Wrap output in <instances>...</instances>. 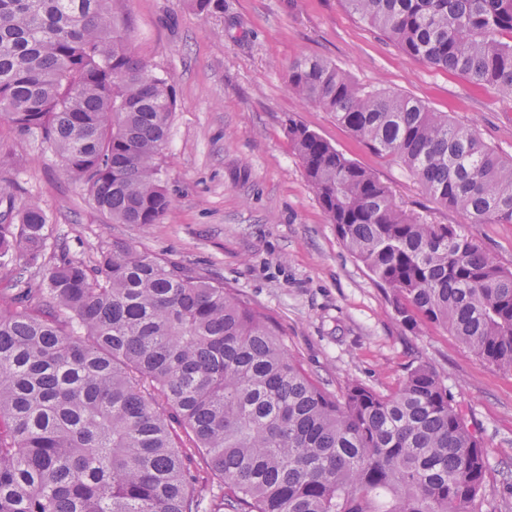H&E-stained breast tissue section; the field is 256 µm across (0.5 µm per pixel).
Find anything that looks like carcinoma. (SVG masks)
I'll return each instance as SVG.
<instances>
[{
	"mask_svg": "<svg viewBox=\"0 0 512 512\" xmlns=\"http://www.w3.org/2000/svg\"><path fill=\"white\" fill-rule=\"evenodd\" d=\"M116 0H0V117L40 138L116 224H160L175 99ZM201 14L224 0H191ZM409 58L512 99V0H343ZM288 89L398 159L470 224H512V159L446 112L303 55ZM288 137L342 243L400 322L512 370V270L294 119ZM0 512H482L487 462L437 374L333 393L242 294L114 241L46 264L50 217L0 183ZM189 444L180 445L172 424ZM219 480L199 489L197 461ZM22 277L26 282L36 285L40 281V274L35 268L24 269L21 267H8L0 270V289L5 297L11 296V291L5 288H12L13 280Z\"/></svg>",
	"mask_w": 512,
	"mask_h": 512,
	"instance_id": "carcinoma-1",
	"label": "carcinoma"
}]
</instances>
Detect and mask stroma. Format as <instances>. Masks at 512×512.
<instances>
[{
  "label": "stroma",
  "instance_id": "35a3bbf8",
  "mask_svg": "<svg viewBox=\"0 0 512 512\" xmlns=\"http://www.w3.org/2000/svg\"><path fill=\"white\" fill-rule=\"evenodd\" d=\"M135 50L168 77L176 99L163 168L173 209L159 224H115L37 138L0 119L11 162L0 181L16 202L51 218L46 258L94 265L122 240L236 289L277 323L290 354L334 393L360 382L393 391L417 364L432 367L486 449L482 512H512V370L465 348L446 329L406 328L390 292L329 224L288 139V122L317 132L389 186L406 212L454 224L512 269V224H468L436 202L402 164L372 152L330 113L288 90L299 56L335 62L358 84L397 91L476 129L512 156V100L408 58L341 0H224L204 16L189 0H119Z\"/></svg>",
  "mask_w": 512,
  "mask_h": 512
}]
</instances>
